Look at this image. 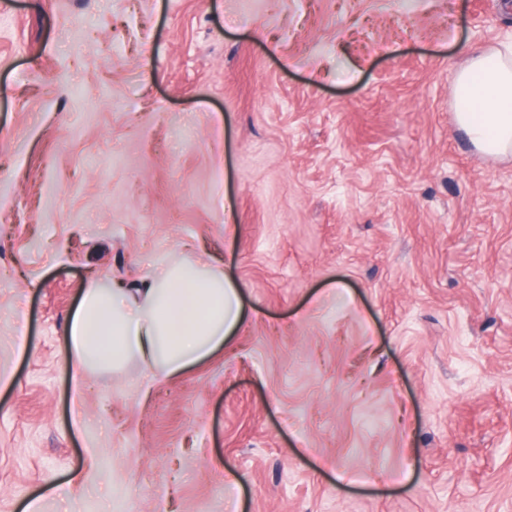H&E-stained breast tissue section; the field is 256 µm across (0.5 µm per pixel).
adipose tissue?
Listing matches in <instances>:
<instances>
[{"mask_svg":"<svg viewBox=\"0 0 512 512\" xmlns=\"http://www.w3.org/2000/svg\"><path fill=\"white\" fill-rule=\"evenodd\" d=\"M454 88L457 121L472 144L488 155L511 152L512 57L475 56ZM245 316L238 288L203 261L168 264L138 288L96 281L65 331L70 373L78 382L136 360L149 372L178 375L222 350Z\"/></svg>","mask_w":512,"mask_h":512,"instance_id":"1","label":"adipose tissue"}]
</instances>
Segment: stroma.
Masks as SVG:
<instances>
[{
	"instance_id": "obj_1",
	"label": "stroma",
	"mask_w": 512,
	"mask_h": 512,
	"mask_svg": "<svg viewBox=\"0 0 512 512\" xmlns=\"http://www.w3.org/2000/svg\"><path fill=\"white\" fill-rule=\"evenodd\" d=\"M511 41L512 0H0V512H512V153L454 97ZM182 260L240 333L74 386L89 281Z\"/></svg>"
}]
</instances>
